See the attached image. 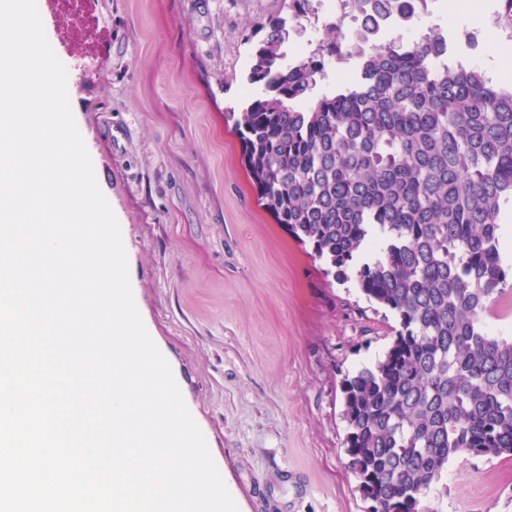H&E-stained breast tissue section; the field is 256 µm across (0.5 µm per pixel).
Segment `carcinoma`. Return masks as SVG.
I'll use <instances>...</instances> for the list:
<instances>
[{
  "instance_id": "obj_1",
  "label": "carcinoma",
  "mask_w": 512,
  "mask_h": 512,
  "mask_svg": "<svg viewBox=\"0 0 512 512\" xmlns=\"http://www.w3.org/2000/svg\"><path fill=\"white\" fill-rule=\"evenodd\" d=\"M405 0H357L363 27ZM252 100L234 119L259 200L288 233L354 279L398 328L342 380L348 468L375 512H432L460 452L512 457V336L484 316L512 293V83L448 62V32L354 58L356 83L318 91L351 57L334 20L288 63L283 18L259 23Z\"/></svg>"
}]
</instances>
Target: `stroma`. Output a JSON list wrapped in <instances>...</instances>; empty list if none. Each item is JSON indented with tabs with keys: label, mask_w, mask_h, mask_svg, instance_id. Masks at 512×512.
<instances>
[{
	"label": "stroma",
	"mask_w": 512,
	"mask_h": 512,
	"mask_svg": "<svg viewBox=\"0 0 512 512\" xmlns=\"http://www.w3.org/2000/svg\"><path fill=\"white\" fill-rule=\"evenodd\" d=\"M89 51L40 11L73 117L121 227L136 306L239 512H368L347 467L341 382L397 321L261 205L232 113L283 0H90ZM448 37L492 0H440ZM117 138H110V130ZM434 512H512V458L460 453Z\"/></svg>",
	"instance_id": "stroma-1"
}]
</instances>
